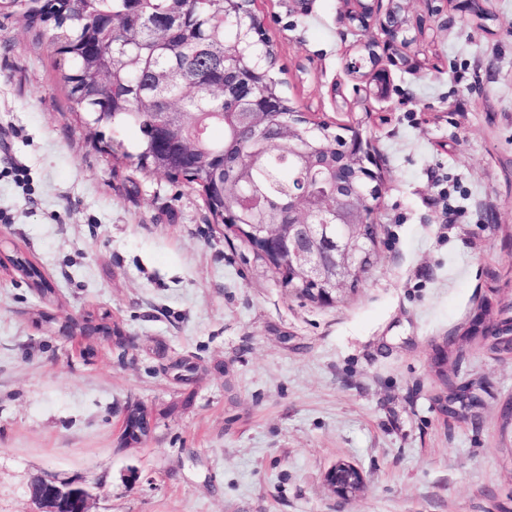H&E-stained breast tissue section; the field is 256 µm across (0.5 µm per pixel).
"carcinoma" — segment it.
Wrapping results in <instances>:
<instances>
[{"mask_svg": "<svg viewBox=\"0 0 512 512\" xmlns=\"http://www.w3.org/2000/svg\"><path fill=\"white\" fill-rule=\"evenodd\" d=\"M242 15L249 3L224 6V0H67L57 8L54 0H0V14L15 16L35 32L37 39L53 44L65 41L69 48L58 53L57 66L67 86L71 110L91 116L109 113L112 127H134L141 138L130 151L117 142L121 158L142 170L161 168L156 123L162 112H185L189 121L185 137L190 150L174 155L167 174L176 179L189 176L197 184L222 182L224 154L237 156L240 163L253 166L251 186L257 188L270 213L292 201L290 192L300 182L310 189L330 187L336 165L347 160L341 152L342 135L328 123L313 125L300 118L301 139L323 150L321 156L302 167L278 155L264 140H242L224 122L232 106L217 107L212 97L215 85L224 82L226 54H240V71L257 89L282 99V111H296L283 89L271 41L259 44L266 59L262 64L242 53L235 25H224V9ZM174 10L187 11L183 23L162 39L153 41L140 29L144 17L161 18ZM206 209L214 224H230L231 212L241 202L232 193L204 195ZM20 270L45 293L54 289L33 265ZM281 284L297 295L314 300L310 285L286 272L278 273Z\"/></svg>", "mask_w": 512, "mask_h": 512, "instance_id": "1", "label": "carcinoma"}]
</instances>
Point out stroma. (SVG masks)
I'll return each instance as SVG.
<instances>
[{"mask_svg": "<svg viewBox=\"0 0 512 512\" xmlns=\"http://www.w3.org/2000/svg\"><path fill=\"white\" fill-rule=\"evenodd\" d=\"M406 5L426 33L369 100L345 60L379 25L343 0L253 2L293 105L361 123L381 172L373 265L330 306L226 242L197 186L113 161L138 132L71 114L53 49L0 17V512H35L45 475L90 512H512V355L458 340L512 306V0H484L482 26L460 0ZM104 313L122 336L94 355L60 332ZM448 384L476 387L466 418L441 412ZM133 403L153 433L127 446ZM339 460L365 478L346 501ZM344 467L347 471L339 470ZM326 482L331 491L340 499L347 500L359 494L365 485L362 471L348 462H337L328 470Z\"/></svg>", "mask_w": 512, "mask_h": 512, "instance_id": "stroma-1", "label": "stroma"}]
</instances>
